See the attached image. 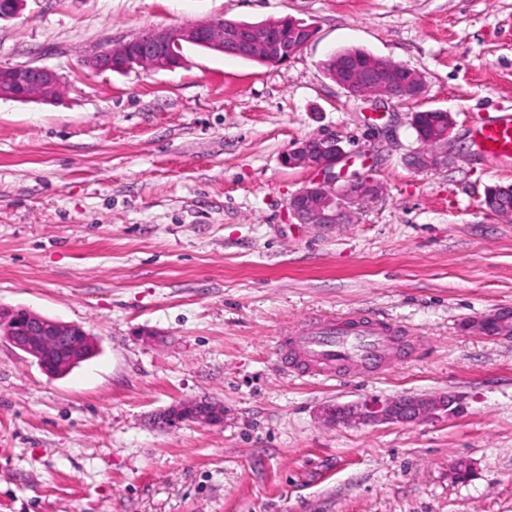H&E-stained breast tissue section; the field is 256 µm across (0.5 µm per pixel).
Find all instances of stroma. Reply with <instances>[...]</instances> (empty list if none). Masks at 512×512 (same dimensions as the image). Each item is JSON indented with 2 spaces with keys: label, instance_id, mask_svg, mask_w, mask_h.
I'll use <instances>...</instances> for the list:
<instances>
[{
  "label": "stroma",
  "instance_id": "stroma-1",
  "mask_svg": "<svg viewBox=\"0 0 512 512\" xmlns=\"http://www.w3.org/2000/svg\"><path fill=\"white\" fill-rule=\"evenodd\" d=\"M288 16L313 39L268 66L185 46L172 71L89 60L151 29ZM399 62L417 99L352 96L337 51ZM62 82L0 99V307L80 325L95 354L52 376L0 338V512H512V217L485 212L512 162L470 135L512 113V0H26L0 66ZM451 113L448 166L419 172L411 115ZM341 140L379 197L349 223L300 224L313 180L282 156ZM393 323L402 360L301 377L278 339L318 316ZM452 392L463 413L334 427L328 403ZM214 427L160 424L192 398ZM466 463L467 478L452 473ZM475 326L487 336L512 335V311H500L479 319ZM165 424L192 423L215 426L224 421V405L207 398H195L169 407L159 417Z\"/></svg>",
  "mask_w": 512,
  "mask_h": 512
}]
</instances>
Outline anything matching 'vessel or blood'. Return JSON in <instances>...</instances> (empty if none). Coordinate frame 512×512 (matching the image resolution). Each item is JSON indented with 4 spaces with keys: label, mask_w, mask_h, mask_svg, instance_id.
Instances as JSON below:
<instances>
[{
    "label": "vessel or blood",
    "mask_w": 512,
    "mask_h": 512,
    "mask_svg": "<svg viewBox=\"0 0 512 512\" xmlns=\"http://www.w3.org/2000/svg\"><path fill=\"white\" fill-rule=\"evenodd\" d=\"M471 135L485 157L512 160V113L482 117ZM395 340V328L386 324L314 318L283 336L281 346L295 371L330 377L381 367L394 358Z\"/></svg>",
    "instance_id": "b4317fda"
}]
</instances>
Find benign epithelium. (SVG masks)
I'll return each instance as SVG.
<instances>
[{"mask_svg":"<svg viewBox=\"0 0 512 512\" xmlns=\"http://www.w3.org/2000/svg\"><path fill=\"white\" fill-rule=\"evenodd\" d=\"M295 37L284 41L272 23L197 22L152 30L117 43L95 56L89 65L98 72L128 69L135 61L147 60L151 68L172 70L183 62L186 44L223 55L281 65L292 59L314 37V28L293 21ZM224 27V36L212 33ZM333 80L353 96L371 95L392 100L419 98L425 91L422 78L407 66L378 58L354 77L349 57H335ZM60 91L59 76L52 70L18 65L0 67V99L27 100L52 98ZM453 127L452 115L436 110L431 132L420 137L419 147L409 155V165L419 171L448 165L445 146ZM347 158L340 141L329 136H313L291 147L282 157L288 168L306 169L316 175L296 191L288 209L300 224H341L348 220L344 202L366 201L381 193L380 184L370 175L355 174L338 183L336 168ZM487 336L512 335V311H500L476 321ZM0 335L15 348L36 360L51 375L67 373L94 351L93 339L78 325L42 316L25 308H0ZM464 410L462 399L451 392L432 395H396L352 403H332L322 407L320 417L330 425L409 424L441 416H454ZM165 424L192 423L215 426L224 422V405L207 398L182 401L160 415Z\"/></svg>","mask_w":512,"mask_h":512,"instance_id":"7a95c632","label":"benign epithelium"}]
</instances>
